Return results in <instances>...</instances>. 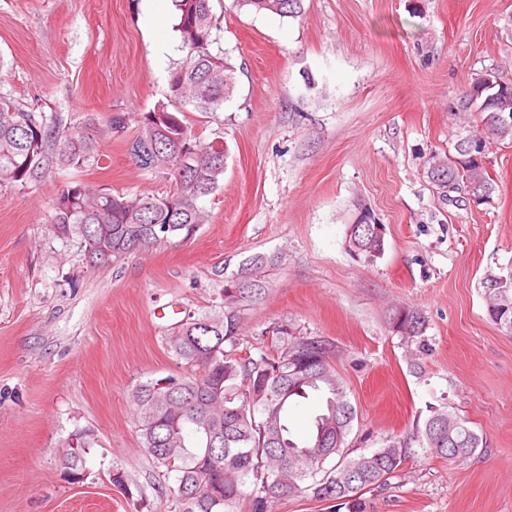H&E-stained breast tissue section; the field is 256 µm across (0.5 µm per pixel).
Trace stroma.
<instances>
[{
  "label": "stroma",
  "instance_id": "1",
  "mask_svg": "<svg viewBox=\"0 0 512 512\" xmlns=\"http://www.w3.org/2000/svg\"><path fill=\"white\" fill-rule=\"evenodd\" d=\"M212 6L213 48L237 83L217 111L184 109L227 149L191 242L93 268L51 230L67 182L170 189L112 139L98 165L0 187V512H176L129 393L182 372L166 346L175 321L159 310L217 311L225 273L255 253L269 259L267 292L246 339L284 321L334 345L358 414L350 448L410 434L434 408L486 442L457 463L413 446L400 476L365 494V512H512V335L481 295L487 274L512 273V144L489 146L488 202L441 201L426 175L429 157L478 129L462 108L470 83L490 69L512 81V0H303L294 19ZM176 22L172 0H0V94L77 128L90 114L150 111L183 58ZM160 33L175 45L163 71ZM364 210L385 227L371 263L344 245ZM403 308L424 316L429 355L393 331Z\"/></svg>",
  "mask_w": 512,
  "mask_h": 512
}]
</instances>
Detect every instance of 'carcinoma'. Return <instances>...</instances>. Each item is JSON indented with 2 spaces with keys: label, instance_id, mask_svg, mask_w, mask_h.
Returning a JSON list of instances; mask_svg holds the SVG:
<instances>
[{
  "label": "carcinoma",
  "instance_id": "cac0c4a2",
  "mask_svg": "<svg viewBox=\"0 0 512 512\" xmlns=\"http://www.w3.org/2000/svg\"><path fill=\"white\" fill-rule=\"evenodd\" d=\"M184 57L170 78L174 110L165 103L133 116L115 112L107 133L125 136L136 124L128 153L140 168L171 180L160 196L114 194L71 182L57 195L49 223L64 238L82 244L95 265L118 264L134 254L191 239L209 214L200 201L215 193L224 178V142L196 134L183 120L180 107L198 112L223 107L236 85L235 67L212 49L218 28L211 0H173ZM256 12L281 18L302 14L303 0H237ZM493 107L478 108L483 146L512 143V125L490 119ZM197 157L195 167L181 156ZM96 119L74 130L60 112L26 109L0 96V186H35L55 170L82 169L99 163ZM448 170L440 178L427 172L439 199L448 200V178L473 187L486 200L495 191L484 167L462 169L449 156L433 157ZM360 259L370 262L385 243L369 232L362 236ZM266 257L252 255L224 278V306L215 314L187 313L166 338L167 350L184 374L138 383L130 392L142 446L165 474L174 477L178 512H235L243 497L250 512H273L281 500L307 494L320 503L342 501L348 512H364V493L384 487L412 454L406 438L392 437L379 448L349 456L348 436L357 418L346 386L334 366L335 346L322 336H297L286 322H273L261 337L270 344L250 346L241 339L245 311L263 298ZM251 282L240 296L229 293L233 281ZM490 319L512 334V283L482 289ZM393 331L421 337L426 326L420 312L405 308L392 318ZM315 394L323 408L313 430L296 441L288 425L290 406ZM424 451L455 461L475 456L483 437L468 419L435 410L416 430Z\"/></svg>",
  "mask_w": 512,
  "mask_h": 512
}]
</instances>
